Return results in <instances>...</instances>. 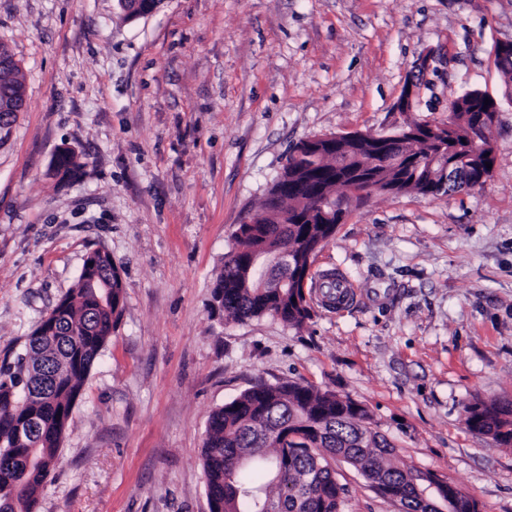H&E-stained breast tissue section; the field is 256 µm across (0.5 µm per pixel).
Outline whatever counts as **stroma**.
Wrapping results in <instances>:
<instances>
[{"instance_id": "obj_1", "label": "stroma", "mask_w": 512, "mask_h": 512, "mask_svg": "<svg viewBox=\"0 0 512 512\" xmlns=\"http://www.w3.org/2000/svg\"><path fill=\"white\" fill-rule=\"evenodd\" d=\"M512 0H0V43L24 111L0 137V365L105 248L123 312L75 402L38 512H209L210 413L258 383L351 397L394 461L512 512V447L469 430L466 405L512 403V99L495 47ZM412 114L460 95L499 106L492 176L439 197L353 203L312 259L299 328L214 313L232 235L300 141L380 134L422 52ZM84 168L62 181L57 153ZM354 301L325 307L316 281ZM343 512H403L335 464Z\"/></svg>"}]
</instances>
